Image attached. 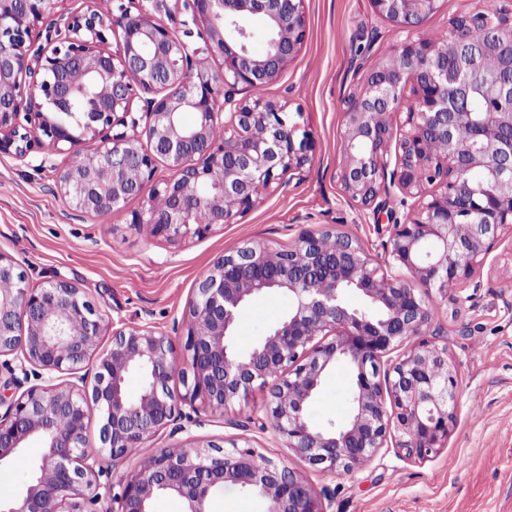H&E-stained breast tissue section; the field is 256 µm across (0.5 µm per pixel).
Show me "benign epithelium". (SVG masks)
I'll return each instance as SVG.
<instances>
[{
    "instance_id": "7a95c632",
    "label": "benign epithelium",
    "mask_w": 512,
    "mask_h": 512,
    "mask_svg": "<svg viewBox=\"0 0 512 512\" xmlns=\"http://www.w3.org/2000/svg\"><path fill=\"white\" fill-rule=\"evenodd\" d=\"M443 0H370L373 11L402 31H414ZM53 0H0V154L24 164L63 154L57 187L77 210L108 215L143 197L148 207L133 223L171 243L205 237L254 209L264 191L286 188L309 162V134L297 139L285 110L268 101L236 99L238 86L259 90L276 81L299 54L307 29L304 0H129L120 14L95 4L62 18L36 44L33 30ZM183 16L203 41L200 53L219 58V97L207 58L196 57L174 29L157 21ZM251 15L265 21L267 48L256 54ZM448 29L453 61L421 34L393 45L345 100V137L338 181L344 193L378 214L397 189L408 218L394 221L390 256L407 273L383 277L355 238L324 227L302 232L276 248L244 242L219 257L196 284L184 314L185 332L171 336L142 326L112 329L110 347L96 352L103 316L86 292L56 280L40 288L0 252V462L30 441L44 454L20 506L0 512H152L160 495L176 496L185 512H210L211 492L226 485L251 491L266 512H327L305 476L259 456L244 437L224 444L187 436L179 445L142 456L122 493L100 481L101 461L117 462L184 416L203 408L224 413L255 384L269 385L266 408L273 430L289 449L322 472L350 474L396 441L405 458L423 460L448 438L457 400V368L448 347L430 340L435 314L420 288L441 294L472 279L479 265L512 229V11L458 15ZM476 28L488 31L472 39ZM120 30L116 49L108 36ZM484 72L485 111L470 112L473 70ZM91 84V111H71L81 84ZM149 116L142 148L131 115L140 93ZM231 110L232 132L224 109ZM197 114L187 125L182 114ZM405 113L407 131L390 154L392 119ZM468 131L461 139L460 130ZM444 143L436 153L429 140ZM87 141L99 163L70 159ZM162 158L167 179H155ZM237 210L224 211V198ZM166 202L163 212L154 201ZM288 294V313L249 351L235 349L245 305L262 293ZM350 291L364 303L351 308ZM95 358L94 382L79 374ZM348 364L353 410L323 427L307 408L325 374ZM22 376H16V373ZM142 376L140 392L127 377ZM178 377L182 389L170 382ZM44 385L22 388L29 378ZM98 447L86 442L92 417ZM118 507H113V504Z\"/></svg>"
}]
</instances>
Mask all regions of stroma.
Returning <instances> with one entry per match:
<instances>
[{"label":"stroma","mask_w":512,"mask_h":512,"mask_svg":"<svg viewBox=\"0 0 512 512\" xmlns=\"http://www.w3.org/2000/svg\"><path fill=\"white\" fill-rule=\"evenodd\" d=\"M307 36L297 58L279 79L246 100L282 106L312 137L311 162L288 193L262 195L261 203L237 223L206 237L178 244L150 236L132 224L133 201L107 216L71 208L56 187L63 156L40 170L0 155V251L12 256L37 288L67 280L85 289L104 318L99 349L111 341L112 326L148 325L173 332L197 280L225 250L245 241L292 244L305 230L334 225L360 240L384 270L391 225L347 198L337 178L345 134L344 101L366 72L403 32L378 16L369 0H305ZM465 300H458V293ZM431 292L444 343L459 370V393L448 441L422 461L380 449L348 475H325L288 450L270 427L265 394L254 387L224 415L207 412L199 424H172L148 449L180 443L187 434L223 442L239 436L265 457L300 471L320 494L327 512H512V232L486 259L464 291ZM288 297L269 292L244 310L235 346L249 350L266 328L288 311ZM350 375L337 365L326 376L307 414L316 423H336L352 408ZM248 429H239V422ZM43 453L38 445L0 463V503L23 496Z\"/></svg>","instance_id":"stroma-1"}]
</instances>
